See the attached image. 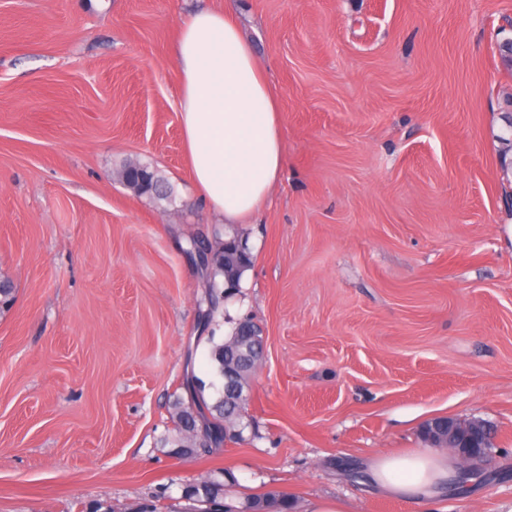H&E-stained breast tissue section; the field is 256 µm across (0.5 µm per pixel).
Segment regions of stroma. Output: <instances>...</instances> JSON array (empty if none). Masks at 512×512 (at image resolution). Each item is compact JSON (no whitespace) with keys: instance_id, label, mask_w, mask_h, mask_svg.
Masks as SVG:
<instances>
[{"instance_id":"stroma-1","label":"stroma","mask_w":512,"mask_h":512,"mask_svg":"<svg viewBox=\"0 0 512 512\" xmlns=\"http://www.w3.org/2000/svg\"><path fill=\"white\" fill-rule=\"evenodd\" d=\"M233 12L279 105L284 165L234 228L251 256L216 330L261 328L239 442L169 454L197 344L196 193L177 25ZM512 0H0V512H183L223 474L304 512H425L372 493L434 417L491 423L486 479L435 512H512ZM157 171L171 199L118 171Z\"/></svg>"}]
</instances>
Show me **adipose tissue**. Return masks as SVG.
Wrapping results in <instances>:
<instances>
[{
	"label": "adipose tissue",
	"mask_w": 512,
	"mask_h": 512,
	"mask_svg": "<svg viewBox=\"0 0 512 512\" xmlns=\"http://www.w3.org/2000/svg\"><path fill=\"white\" fill-rule=\"evenodd\" d=\"M175 58L193 185L225 223H243L267 200L283 168L274 92L224 11L206 9L184 19ZM365 470L375 487L427 507L459 481L456 462L435 451L377 456Z\"/></svg>",
	"instance_id": "1"
}]
</instances>
